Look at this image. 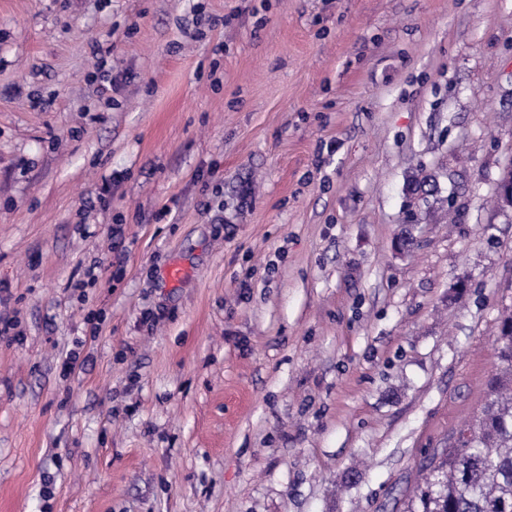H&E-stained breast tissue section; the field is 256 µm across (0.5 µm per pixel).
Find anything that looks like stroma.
Returning a JSON list of instances; mask_svg holds the SVG:
<instances>
[{
    "instance_id": "35a3bbf8",
    "label": "stroma",
    "mask_w": 512,
    "mask_h": 512,
    "mask_svg": "<svg viewBox=\"0 0 512 512\" xmlns=\"http://www.w3.org/2000/svg\"><path fill=\"white\" fill-rule=\"evenodd\" d=\"M511 167L512 0H0V512H420Z\"/></svg>"
}]
</instances>
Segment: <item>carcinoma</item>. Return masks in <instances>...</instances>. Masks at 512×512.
I'll use <instances>...</instances> for the list:
<instances>
[{"label": "carcinoma", "mask_w": 512, "mask_h": 512, "mask_svg": "<svg viewBox=\"0 0 512 512\" xmlns=\"http://www.w3.org/2000/svg\"><path fill=\"white\" fill-rule=\"evenodd\" d=\"M499 371L475 423L453 433L443 465L426 464L430 478L418 490L422 512H512V312L494 339Z\"/></svg>", "instance_id": "1"}]
</instances>
